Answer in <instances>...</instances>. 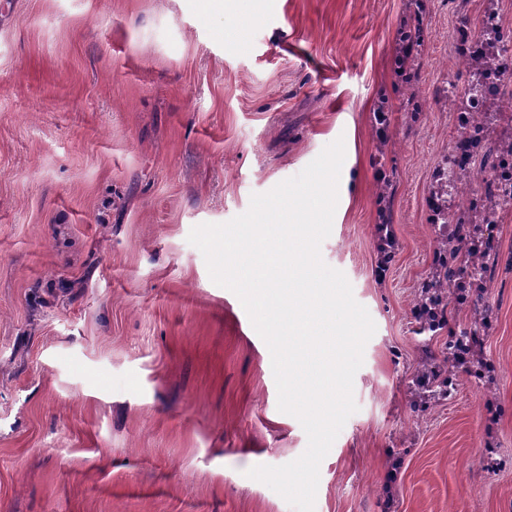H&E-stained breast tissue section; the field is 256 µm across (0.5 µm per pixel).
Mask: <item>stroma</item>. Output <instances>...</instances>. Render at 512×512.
<instances>
[{
  "label": "stroma",
  "mask_w": 512,
  "mask_h": 512,
  "mask_svg": "<svg viewBox=\"0 0 512 512\" xmlns=\"http://www.w3.org/2000/svg\"><path fill=\"white\" fill-rule=\"evenodd\" d=\"M490 4L512 32V0H0V512H293L246 472L306 433L187 237L339 138L321 256L376 332L314 512H512V204L483 228L494 382L460 372L421 406L412 385L470 327L419 333L414 306L469 87L457 39ZM441 169L438 170V179H437V186L436 189L431 191L430 194V201H431V207H432V224H439V222H442V224H450L453 221V216L448 214V206L446 207L443 202H440L441 196V184L445 185L443 182H441ZM459 188L458 183L455 181L451 182V184L448 186V191L446 190V193H452L455 192ZM434 216V218H433Z\"/></svg>",
  "instance_id": "obj_1"
}]
</instances>
